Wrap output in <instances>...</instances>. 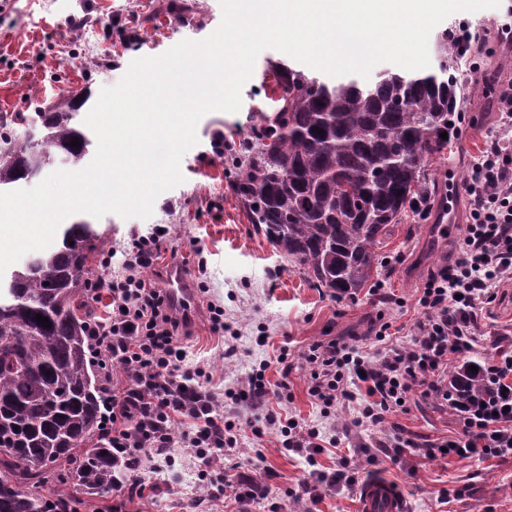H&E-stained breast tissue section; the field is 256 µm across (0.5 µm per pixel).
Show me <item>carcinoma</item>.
Returning <instances> with one entry per match:
<instances>
[{
    "instance_id": "carcinoma-1",
    "label": "carcinoma",
    "mask_w": 512,
    "mask_h": 512,
    "mask_svg": "<svg viewBox=\"0 0 512 512\" xmlns=\"http://www.w3.org/2000/svg\"><path fill=\"white\" fill-rule=\"evenodd\" d=\"M448 31L440 35L433 72L386 70L364 82L309 74L285 62L270 69L281 94L271 116L231 157L228 174L250 223L300 267L311 285L337 295L360 292L378 271L390 225L431 195L442 202L423 161L448 147L441 138L464 110L459 78L450 72ZM92 92L60 95L47 110L0 116V192L39 176L56 160L79 164L94 132L82 120ZM32 134L19 138L14 126ZM324 130L318 134L315 128ZM80 146H71L73 139ZM99 235L86 222L70 224L54 250L32 257L0 285V478L19 482L0 493V512H46L44 488L53 477L37 462L70 466L65 477L89 495L112 488V449L85 447L105 417L97 396L84 318L93 292L88 266ZM51 326L37 323L36 315ZM454 378L474 390L483 377L465 365Z\"/></svg>"
}]
</instances>
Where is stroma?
<instances>
[{"label": "stroma", "mask_w": 512, "mask_h": 512, "mask_svg": "<svg viewBox=\"0 0 512 512\" xmlns=\"http://www.w3.org/2000/svg\"><path fill=\"white\" fill-rule=\"evenodd\" d=\"M186 2L188 12L178 14L168 9V0H0V115L33 111L67 88L87 85L100 93L117 84L134 59L166 52L185 39H204L218 28L220 0ZM75 17L80 26H72ZM506 23L512 24V0H501L495 8L456 12L441 23L440 29L465 25L480 32L475 57L486 75L475 80L469 66L460 68L466 110L450 148L425 161L436 186L446 187L452 177L465 180L487 139L499 130L496 92L512 80V43L498 37L499 27ZM283 57L278 50H263L242 88L240 110L215 111L201 118L198 143L181 160L185 181L157 197L152 217L125 219L110 213L94 219L80 212L74 219L93 222L116 269L131 233L146 235L156 225H169L176 253L164 255L145 276L157 282L160 268L178 260L190 280L204 282L205 292L196 296L198 312L185 328L188 363L207 364V387L218 393L235 387L253 367L266 364L270 383L284 380L289 385L287 400L273 403V410L317 423L321 408L308 393V371L300 365L282 376L277 362L280 347L288 346L295 354L317 340L369 335L383 306L366 288L353 297H338L312 287L298 266L250 223L230 186L224 147L243 140L251 116L274 108L273 81L265 72L269 61ZM457 247V235L441 236L433 214L410 213L391 225L378 248L381 264L375 282L404 302L393 310L400 336L410 335L421 316L418 298L430 272L453 260ZM210 302L223 307L225 319L239 331L237 339L211 331L205 312ZM479 325L484 345L475 361L495 355L494 338L512 345V285L499 288L496 300L484 307ZM230 346L236 354L228 358L224 350ZM407 407L406 413L389 416L381 429L358 427L341 440L334 430L324 429L319 469L333 470L340 456H347L360 479L380 476L396 485L407 512H512V457L415 456L399 464L386 460L367 465L380 433L392 427H401L423 448L456 434L454 418L434 399L416 391ZM224 416L242 424L238 446L230 452L241 471L269 486L278 512H302L289 492L309 470L304 458L282 448L279 436L255 438L245 426L251 417L246 407L225 400ZM174 457V465L157 477L166 492L129 503L127 512H263L262 506L231 497L198 503L199 464L181 448L175 449Z\"/></svg>", "instance_id": "1"}]
</instances>
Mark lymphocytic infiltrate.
<instances>
[{
    "label": "lymphocytic infiltrate",
    "instance_id": "lymphocytic-infiltrate-1",
    "mask_svg": "<svg viewBox=\"0 0 512 512\" xmlns=\"http://www.w3.org/2000/svg\"><path fill=\"white\" fill-rule=\"evenodd\" d=\"M499 100L502 132L486 143L464 183L470 212L457 256L426 280L418 299L421 318L410 338L394 342L391 322L380 320L373 327L375 353H368L366 342L358 337L351 342H313L294 363L288 351L278 356L283 374H290L295 363L305 365L308 392L324 417L344 403L358 402L357 417L337 426L345 436L352 428L378 427L388 416L406 411V399L417 390L446 406L458 424L456 435L422 450L400 429H392L381 446L395 464L416 451L428 459L443 451L461 459L512 456V352L502 350L485 361L488 392L448 380L449 373L481 347L479 315L496 299L500 283L512 280V83L503 86ZM169 241V233L157 231L134 238L121 272H107L92 281L94 292H107L112 312L108 319L88 324L89 352L104 377L116 372L123 379L122 387L108 391L109 414L100 439L114 459L139 462L113 484L119 501L112 512H124L127 503L158 490V483L144 474L172 466L176 448L187 449L210 472L202 487L211 500H221L228 486L239 502H260L270 494L266 484L246 474L223 471L227 451L239 442L237 425L225 419L223 397L205 388L207 370L185 363L180 329L187 317L143 276ZM287 396V382L270 387L261 368L252 370L233 393L237 402L256 413V437L278 433L283 448L311 463L295 500L314 505L322 489L358 484L359 474L348 463L330 473L315 469L321 451L319 429L268 407L270 399Z\"/></svg>",
    "mask_w": 512,
    "mask_h": 512
}]
</instances>
